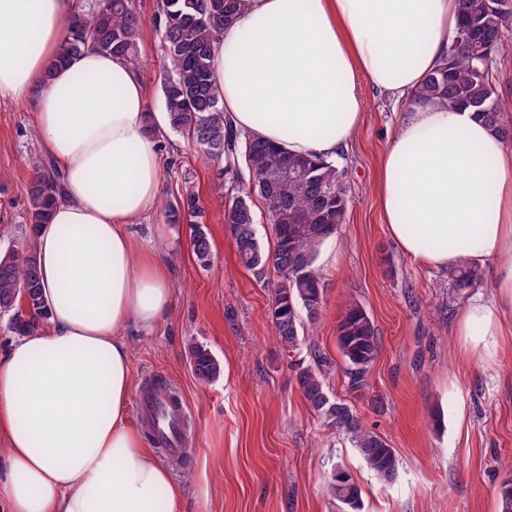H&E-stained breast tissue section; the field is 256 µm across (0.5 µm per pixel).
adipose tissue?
<instances>
[{
  "instance_id": "obj_1",
  "label": "adipose tissue",
  "mask_w": 512,
  "mask_h": 512,
  "mask_svg": "<svg viewBox=\"0 0 512 512\" xmlns=\"http://www.w3.org/2000/svg\"><path fill=\"white\" fill-rule=\"evenodd\" d=\"M460 0H244L212 44L234 128L328 161L359 127L361 81L401 114L377 184L387 233L421 266L488 270L458 315V353L499 364L512 334V144L474 112L412 105L446 58ZM69 0H0V99H32L61 173L37 234L46 323L0 354V512H183L185 488L128 417L125 332L152 330L173 290L131 224L158 210L147 91L121 57L60 55Z\"/></svg>"
}]
</instances>
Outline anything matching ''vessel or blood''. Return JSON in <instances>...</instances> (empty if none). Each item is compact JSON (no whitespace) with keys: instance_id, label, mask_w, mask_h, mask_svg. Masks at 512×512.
<instances>
[{"instance_id":"vessel-or-blood-1","label":"vessel or blood","mask_w":512,"mask_h":512,"mask_svg":"<svg viewBox=\"0 0 512 512\" xmlns=\"http://www.w3.org/2000/svg\"><path fill=\"white\" fill-rule=\"evenodd\" d=\"M137 410L167 455L183 454L185 440L180 425L187 414L184 401L175 402L144 391L140 394Z\"/></svg>"}]
</instances>
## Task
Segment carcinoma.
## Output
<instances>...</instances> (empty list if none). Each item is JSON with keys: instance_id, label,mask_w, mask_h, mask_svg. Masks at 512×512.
<instances>
[{"instance_id": "obj_1", "label": "carcinoma", "mask_w": 512, "mask_h": 512, "mask_svg": "<svg viewBox=\"0 0 512 512\" xmlns=\"http://www.w3.org/2000/svg\"><path fill=\"white\" fill-rule=\"evenodd\" d=\"M502 0H461V16L448 56L429 73L413 96L415 104L446 101L466 108L512 143V105L493 82L498 60L512 53L509 21L501 14ZM241 0H161L154 25L162 42L161 94L167 128L183 135L199 154L220 164L218 179L230 196L224 210L239 263L259 280L276 272L271 321L276 341L288 351L299 348L306 315L316 323L321 315L325 284L317 258L323 244L345 223L348 209L343 172L330 161L289 154L277 146L233 130L217 94L211 45L232 22ZM142 17L135 0H97L88 12L71 15L62 54L63 66L87 50L118 55L139 66L138 35ZM26 225L29 247L22 253L0 255V314L11 315L14 332L25 336L37 329L46 314L40 293L36 237L49 221L58 200V176L39 159L32 161ZM248 178H243V175ZM261 198L275 238L273 251L260 245L255 231L251 195ZM169 224L193 226V254L209 266L212 242L203 229L198 196L186 190L164 209ZM452 288L465 291L484 279V270L466 259L448 271ZM337 346L346 365L352 391L366 387V377L380 348L373 320L363 305L345 302L336 326ZM190 365L202 383L218 378L223 365L204 345L190 349ZM329 363L319 352L313 364L296 369L297 385L309 407L327 424L350 435L368 468L380 479L394 478L398 457L374 431L365 428L345 403L330 399L326 378ZM326 493L340 512H361V491L353 478L337 468ZM498 512H512V478L498 488Z\"/></svg>"}]
</instances>
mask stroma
Instances as JSON below:
<instances>
[{
  "label": "stroma",
  "instance_id": "1",
  "mask_svg": "<svg viewBox=\"0 0 512 512\" xmlns=\"http://www.w3.org/2000/svg\"><path fill=\"white\" fill-rule=\"evenodd\" d=\"M139 74L151 111L163 109L160 36L153 25L159 0H137ZM361 126L339 166L346 173V222L325 247L326 292L320 321L298 350L285 353L272 336L271 287L241 267L224 222L225 195L216 163L201 159L182 135L165 132L162 203L175 202L191 174L213 243L209 268L196 261L191 229L165 223L161 212L134 232L160 247L174 283L172 310L151 333H129L133 393L146 376L184 397L193 426L189 454L173 474L187 489L184 512H337L324 486L334 468L361 490L362 512H497V491L512 471V335L501 362L485 368L461 358L453 328L467 299L444 273L418 266L389 237L376 189L379 157L393 129L387 100L364 88ZM41 151L31 100H0V252L26 247L30 158ZM370 313L379 354L364 391L347 386L336 325L348 299ZM206 346L223 364L200 383L190 347ZM332 362L330 397L356 410L393 448L397 475L386 483L368 469L346 435L326 427L305 401L293 366L310 363L312 348ZM384 404L374 412L371 400Z\"/></svg>",
  "mask_w": 512,
  "mask_h": 512
}]
</instances>
